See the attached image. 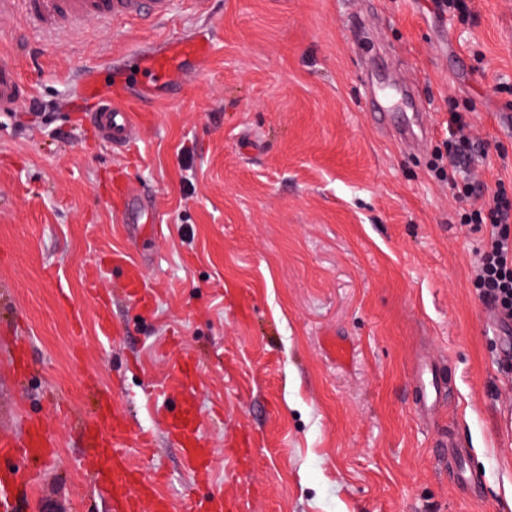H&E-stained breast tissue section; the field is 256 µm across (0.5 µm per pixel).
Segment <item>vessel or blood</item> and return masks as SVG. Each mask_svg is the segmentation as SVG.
<instances>
[{
  "instance_id": "vessel-or-blood-1",
  "label": "vessel or blood",
  "mask_w": 512,
  "mask_h": 512,
  "mask_svg": "<svg viewBox=\"0 0 512 512\" xmlns=\"http://www.w3.org/2000/svg\"><path fill=\"white\" fill-rule=\"evenodd\" d=\"M172 0H0V25L18 20L51 39L60 28L79 31L89 19L102 26L124 20L149 21L167 16ZM211 52L209 39L187 36L167 41L161 49L146 48L142 51L145 65L153 75L168 76L172 64L181 56L207 59ZM80 93L94 97L96 105L85 114L100 138L117 150L129 146L136 124L134 114L126 101V90L115 86L113 92H105L99 85L95 71L80 73L77 80ZM31 89L18 75L8 58L0 59V112L12 111L19 103L29 99ZM117 199L122 220L127 224H138L146 211L139 194L126 187H119ZM118 265L127 270L126 293L141 305H149L150 297L140 286V275L136 263L125 256L117 257ZM443 379L440 372H433L430 380L419 381L416 394L421 407L435 405L441 395ZM169 433L174 443L181 448L186 468L193 471L199 480L210 475L211 451L206 447L199 425L190 423L186 415L173 417ZM92 440L100 453L93 479L101 490L111 492L113 512H142L150 507L151 512H233L234 505L222 493L209 492L196 496L185 494L181 505L173 503L158 489L161 475H145L133 466L128 458L130 445L142 448L152 443L150 434L130 432L126 422L110 413H102L90 431ZM54 442L41 424H33L26 438L0 435V459L26 461L34 457L52 454ZM27 477L24 470L0 472V512H12L11 491L25 487Z\"/></svg>"
}]
</instances>
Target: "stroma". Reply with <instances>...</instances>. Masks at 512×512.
<instances>
[{"mask_svg": "<svg viewBox=\"0 0 512 512\" xmlns=\"http://www.w3.org/2000/svg\"><path fill=\"white\" fill-rule=\"evenodd\" d=\"M173 0L160 21L83 37L0 30L41 104L0 112V433L43 422L57 442L21 512H112L83 434L101 397L154 437L129 451L181 501L193 478L166 419L176 360L193 358L195 412L212 450L208 490L242 512H512V335L474 278L491 231L461 216L512 186V0ZM196 32L209 62L183 87L136 71L143 47ZM126 77L149 94L126 151L77 115L74 75ZM410 86L428 114L419 150L388 136L373 90ZM478 143L467 195L431 169L450 111ZM131 184L152 223L123 230L108 199ZM140 260L152 296L121 291L113 256ZM27 368L15 372L14 348ZM430 361L448 396L421 413ZM455 437L484 471L448 476Z\"/></svg>", "mask_w": 512, "mask_h": 512, "instance_id": "obj_1", "label": "stroma"}]
</instances>
